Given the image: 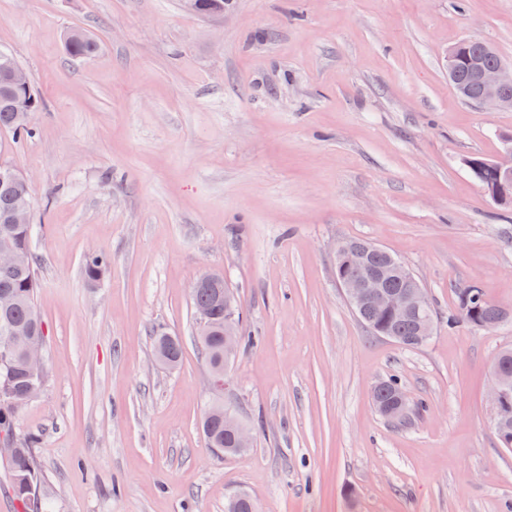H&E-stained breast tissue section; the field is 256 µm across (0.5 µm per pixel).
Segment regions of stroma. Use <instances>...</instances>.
<instances>
[{"instance_id":"stroma-1","label":"stroma","mask_w":512,"mask_h":512,"mask_svg":"<svg viewBox=\"0 0 512 512\" xmlns=\"http://www.w3.org/2000/svg\"><path fill=\"white\" fill-rule=\"evenodd\" d=\"M80 28L99 44L71 59ZM463 38L512 63V0H0V49L42 108L34 138L0 131L27 176L46 338L39 395L12 415L38 440L55 512H504L512 450L487 397L512 320L449 327L458 289L512 310V208L464 164L495 159L512 109L448 82ZM373 241L405 262L438 323L421 347L372 335L336 284L334 248ZM105 251L89 282L82 262ZM223 273L255 337L223 391L195 344L190 286ZM181 337L159 365L153 334ZM397 376L394 425L371 402ZM221 400L248 455L207 447ZM109 263L108 256L103 251L88 253L83 260V272L88 281H98L106 272Z\"/></svg>"}]
</instances>
